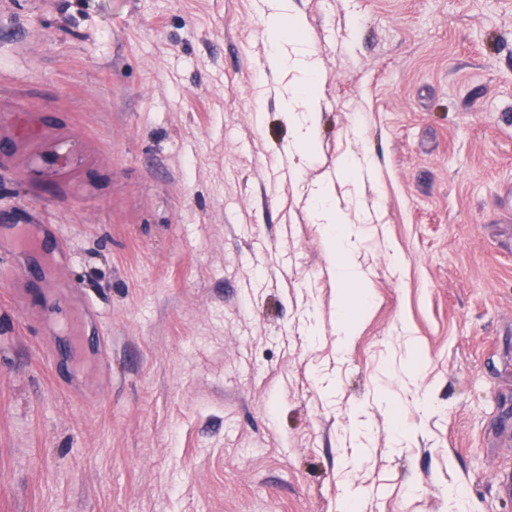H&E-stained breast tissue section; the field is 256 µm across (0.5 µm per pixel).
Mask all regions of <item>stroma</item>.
<instances>
[{
	"mask_svg": "<svg viewBox=\"0 0 512 512\" xmlns=\"http://www.w3.org/2000/svg\"><path fill=\"white\" fill-rule=\"evenodd\" d=\"M261 9L0 0V512H512V0ZM263 21L270 36L272 50L268 57L271 67L298 71L309 77H317L319 68L315 53L303 41H296L290 51L280 45L282 26L289 18L288 0H264ZM297 122V137L302 145L312 143L315 133L317 120V106L310 103L307 106V112H289ZM314 218L319 224H326L336 234H330L334 252L338 255L336 266V281L342 287L352 283L363 282L365 274L349 259L352 231L355 224H346L344 214L334 200L329 198L324 190L315 192Z\"/></svg>",
	"mask_w": 512,
	"mask_h": 512,
	"instance_id": "35a3bbf8",
	"label": "stroma"
}]
</instances>
